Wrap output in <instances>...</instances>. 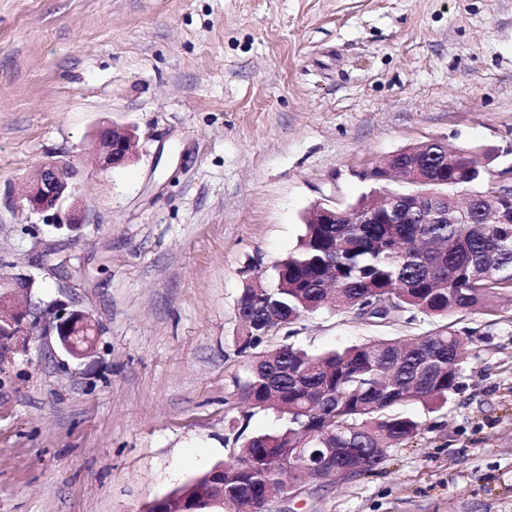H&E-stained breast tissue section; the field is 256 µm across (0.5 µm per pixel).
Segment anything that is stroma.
Here are the masks:
<instances>
[{"mask_svg": "<svg viewBox=\"0 0 512 512\" xmlns=\"http://www.w3.org/2000/svg\"><path fill=\"white\" fill-rule=\"evenodd\" d=\"M134 130L98 173L92 133ZM439 140L512 184V0H0V278L88 312L76 360L32 334L0 357V512H142L230 461L243 419L237 304L273 280L315 205L371 194L367 169ZM84 171L68 233L8 189L41 163ZM459 386L375 473L270 512H512V301L449 316ZM332 308L260 344L323 352L421 336Z\"/></svg>", "mask_w": 512, "mask_h": 512, "instance_id": "1", "label": "stroma"}]
</instances>
